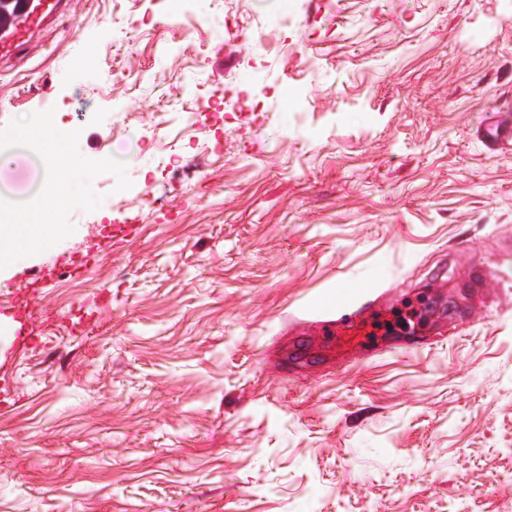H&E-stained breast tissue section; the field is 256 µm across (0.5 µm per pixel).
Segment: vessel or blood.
I'll use <instances>...</instances> for the list:
<instances>
[{
	"instance_id": "1",
	"label": "vessel or blood",
	"mask_w": 512,
	"mask_h": 512,
	"mask_svg": "<svg viewBox=\"0 0 512 512\" xmlns=\"http://www.w3.org/2000/svg\"><path fill=\"white\" fill-rule=\"evenodd\" d=\"M75 5L76 0H0V61L41 47L51 26ZM482 138L491 150L512 146V122L488 125ZM42 296V288L22 282L9 300L16 326L14 345L20 351L39 348L45 326L57 318L42 305ZM384 297L382 289L368 288L335 307L309 311L296 324L303 335L317 339L323 352L344 362L355 361L368 349L365 338L383 310Z\"/></svg>"
}]
</instances>
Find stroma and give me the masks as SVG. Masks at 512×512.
<instances>
[{
    "label": "stroma",
    "instance_id": "stroma-1",
    "mask_svg": "<svg viewBox=\"0 0 512 512\" xmlns=\"http://www.w3.org/2000/svg\"><path fill=\"white\" fill-rule=\"evenodd\" d=\"M83 0L0 68V193L22 235L0 301L58 273L84 331L18 353L0 314V512H512V150L479 139L512 110V0ZM148 17L137 33L128 17ZM207 42L201 63L185 35ZM227 89L223 164H173L118 135L133 101ZM68 157L76 181L49 182ZM61 196L29 210L30 190ZM153 189L140 217L119 210ZM139 219L80 278L64 266ZM386 290L382 343L431 349L348 366L298 355L289 317Z\"/></svg>",
    "mask_w": 512,
    "mask_h": 512
}]
</instances>
